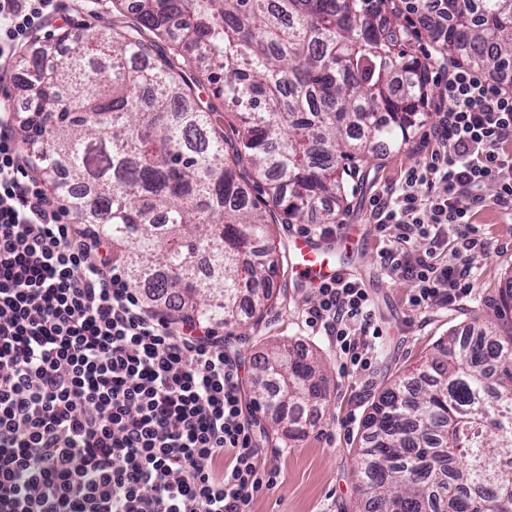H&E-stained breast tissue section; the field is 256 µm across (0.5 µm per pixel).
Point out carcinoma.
<instances>
[{"mask_svg": "<svg viewBox=\"0 0 512 512\" xmlns=\"http://www.w3.org/2000/svg\"><path fill=\"white\" fill-rule=\"evenodd\" d=\"M112 7L111 27L62 33L64 57L27 74V144L45 174L62 166L89 188L93 205L71 204L77 223L107 215L135 286L175 318L235 329L244 286L278 268L273 226L336 223L357 164L406 145L427 120V64L406 49L393 0ZM425 20L442 56L489 70L512 62V0H442ZM151 35L172 53L152 56ZM201 66L240 115L233 138L187 77ZM174 274L177 292L166 288ZM271 301L251 292L250 318ZM491 307L498 323L440 342L372 402L352 512H512V289ZM315 375L285 342L254 364L252 393L290 437L326 396Z\"/></svg>", "mask_w": 512, "mask_h": 512, "instance_id": "carcinoma-1", "label": "carcinoma"}]
</instances>
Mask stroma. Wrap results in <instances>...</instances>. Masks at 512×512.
Segmentation results:
<instances>
[{"mask_svg": "<svg viewBox=\"0 0 512 512\" xmlns=\"http://www.w3.org/2000/svg\"><path fill=\"white\" fill-rule=\"evenodd\" d=\"M60 5L73 25L89 31L112 23V0H61ZM422 160L412 141L361 168L348 181V207L338 215V223H370L372 196L386 194L407 169ZM478 223L490 249L484 255H460V262L471 268L473 290L456 306H411L410 283L389 276L381 266L382 240H374L353 260L352 270L363 275L384 331L372 369L365 373L344 370L332 338L306 327L304 310L315 301L316 294L312 289L296 287L288 257L280 255L274 278L275 306L260 323L242 318L240 328L231 334V345L248 381L254 360L269 343L287 342L307 361L324 367L329 396L314 407V424L305 436L287 445L275 436L265 437L260 463L279 471L280 477L277 487L255 499L253 512H348L357 497L360 458L356 444L373 398L384 385L414 371L439 339L461 333L476 321L490 324V299L500 289L512 286V223L492 210L482 214Z\"/></svg>", "mask_w": 512, "mask_h": 512, "instance_id": "stroma-1", "label": "stroma"}]
</instances>
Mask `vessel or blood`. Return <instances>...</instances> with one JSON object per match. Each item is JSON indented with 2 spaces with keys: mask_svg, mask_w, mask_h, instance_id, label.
Wrapping results in <instances>:
<instances>
[{
  "mask_svg": "<svg viewBox=\"0 0 512 512\" xmlns=\"http://www.w3.org/2000/svg\"><path fill=\"white\" fill-rule=\"evenodd\" d=\"M373 229L362 224L345 225L341 235L333 238L295 234L288 240L290 271L303 288H314L344 275L341 263L334 261L335 252L361 247L371 242Z\"/></svg>",
  "mask_w": 512,
  "mask_h": 512,
  "instance_id": "b4317fda",
  "label": "vessel or blood"
}]
</instances>
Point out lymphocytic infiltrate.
Segmentation results:
<instances>
[{
  "instance_id": "1",
  "label": "lymphocytic infiltrate",
  "mask_w": 512,
  "mask_h": 512,
  "mask_svg": "<svg viewBox=\"0 0 512 512\" xmlns=\"http://www.w3.org/2000/svg\"><path fill=\"white\" fill-rule=\"evenodd\" d=\"M59 11L0 0V83ZM433 110L423 163L371 211L392 237L382 264L419 308L470 292V267L436 258L449 240L486 253L476 215L512 216V63L449 61ZM16 117L0 107V512H251L279 473L260 464L239 359L210 324L146 309L97 225L64 222ZM317 293L307 327L369 371L382 331L367 289L346 278Z\"/></svg>"
}]
</instances>
